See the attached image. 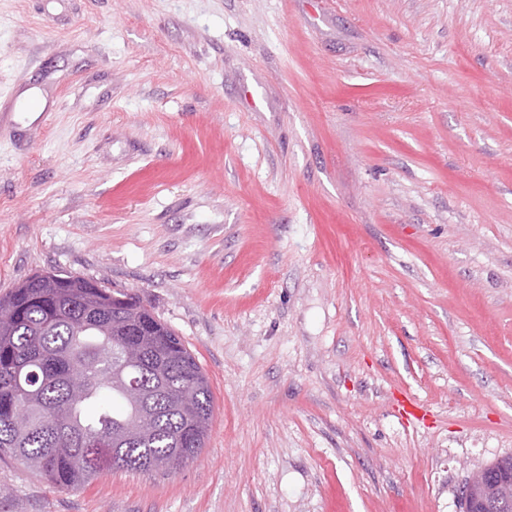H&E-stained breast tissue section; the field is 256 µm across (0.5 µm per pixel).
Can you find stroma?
Wrapping results in <instances>:
<instances>
[{"label": "stroma", "instance_id": "obj_1", "mask_svg": "<svg viewBox=\"0 0 512 512\" xmlns=\"http://www.w3.org/2000/svg\"><path fill=\"white\" fill-rule=\"evenodd\" d=\"M45 270L150 305L212 427L0 461V512H461L512 455V0H0V295Z\"/></svg>", "mask_w": 512, "mask_h": 512}]
</instances>
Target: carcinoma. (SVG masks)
Listing matches in <instances>:
<instances>
[{
    "instance_id": "obj_1",
    "label": "carcinoma",
    "mask_w": 512,
    "mask_h": 512,
    "mask_svg": "<svg viewBox=\"0 0 512 512\" xmlns=\"http://www.w3.org/2000/svg\"><path fill=\"white\" fill-rule=\"evenodd\" d=\"M149 348L127 367L144 388L141 409L113 383L135 330ZM213 414L210 381L173 329L136 294L113 293L64 273H35L0 297V460L25 464L62 489L86 487L101 468L168 470L204 448ZM469 484L471 504L512 512V456Z\"/></svg>"
}]
</instances>
